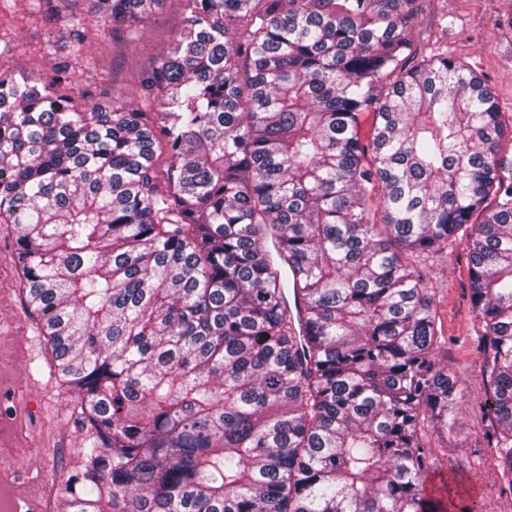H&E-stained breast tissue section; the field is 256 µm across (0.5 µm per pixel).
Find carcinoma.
<instances>
[{
    "label": "carcinoma",
    "mask_w": 512,
    "mask_h": 512,
    "mask_svg": "<svg viewBox=\"0 0 512 512\" xmlns=\"http://www.w3.org/2000/svg\"><path fill=\"white\" fill-rule=\"evenodd\" d=\"M94 2L133 25L163 0ZM183 2L140 81L156 121L0 76V224L84 433L59 512H479L424 488L420 431L461 407L403 258L461 232L512 494V127L489 86L444 50L402 66L422 0Z\"/></svg>",
    "instance_id": "carcinoma-1"
}]
</instances>
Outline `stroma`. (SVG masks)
Listing matches in <instances>:
<instances>
[{"mask_svg":"<svg viewBox=\"0 0 512 512\" xmlns=\"http://www.w3.org/2000/svg\"><path fill=\"white\" fill-rule=\"evenodd\" d=\"M182 0H164L144 22L131 27L103 21L90 0H0V74L22 73L34 80L58 77L57 91L75 109L112 100L131 101L157 112L158 103L141 98L139 80L157 54L177 34ZM409 64L443 48L490 86L504 122L512 123V0H424L409 32ZM432 290L436 328L444 342L439 359L460 389L461 412L452 432L425 431L423 441L434 465L427 491L450 483L459 495L480 484L481 512H512V496L501 493L498 461L485 434L491 419L479 403L484 397L481 326L471 304L467 242L410 256ZM0 262L11 271L13 323L0 331V346L28 350L16 370L31 385L29 404L40 429L33 434L39 452L25 457L23 468L48 489L59 491L77 463L82 444L68 411L74 396L57 381L45 354L40 325L26 310L10 228L0 229Z\"/></svg>","mask_w":512,"mask_h":512,"instance_id":"stroma-1","label":"stroma"}]
</instances>
